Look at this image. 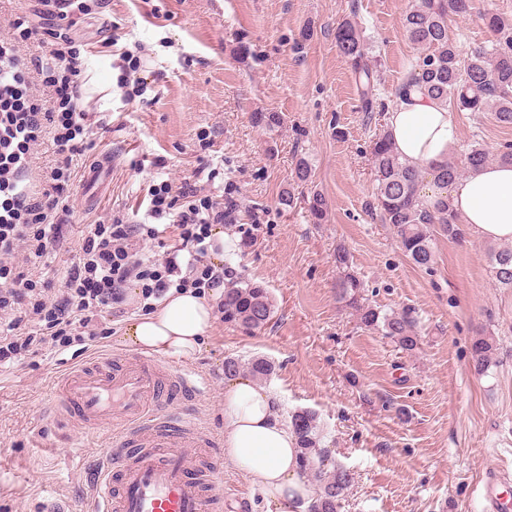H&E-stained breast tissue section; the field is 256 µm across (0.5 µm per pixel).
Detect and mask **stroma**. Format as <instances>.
<instances>
[{"label": "stroma", "instance_id": "1", "mask_svg": "<svg viewBox=\"0 0 512 512\" xmlns=\"http://www.w3.org/2000/svg\"><path fill=\"white\" fill-rule=\"evenodd\" d=\"M73 18L85 61L83 106L92 151L74 158V217L60 250L40 272L62 289L81 232L111 214L135 216L149 186L193 177L201 162L234 181L242 223L232 249L246 279L269 289L275 310L254 334L216 318L202 349L180 366L208 384L190 406L195 422L224 436V360L264 356L276 365L265 386L283 416L318 413L324 445L355 482L342 512H484L482 486L494 470L512 471V288L496 282L490 243L465 234L434 236L435 264L426 271L404 255L391 225L372 215L375 183L369 142L386 115L362 112L354 76L333 30L349 18L364 32L392 103L414 49L401 25L411 0H89ZM512 24V0H475L467 15L448 18L461 53L491 35L482 15ZM313 33L303 52L292 46ZM141 59V96L120 87L119 56ZM279 112L283 126L255 127L252 113ZM461 161L471 145L496 152L512 127L492 113L456 115ZM110 158L104 192L84 203L89 166ZM308 160L313 189L329 219L310 223L292 180L296 158ZM295 201L286 207L283 194ZM345 247L367 301L381 310H411L420 344L399 350L380 332L361 328L337 303L336 247ZM496 342L486 373L471 365V343ZM74 350L48 352L0 370V512H94L99 448L70 454L53 420L54 378ZM405 416H398V409ZM223 512H268L261 492L233 465L217 478Z\"/></svg>", "mask_w": 512, "mask_h": 512}]
</instances>
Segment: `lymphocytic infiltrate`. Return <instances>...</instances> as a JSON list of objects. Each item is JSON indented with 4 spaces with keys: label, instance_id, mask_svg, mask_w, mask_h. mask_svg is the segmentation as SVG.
Returning a JSON list of instances; mask_svg holds the SVG:
<instances>
[{
    "label": "lymphocytic infiltrate",
    "instance_id": "1",
    "mask_svg": "<svg viewBox=\"0 0 512 512\" xmlns=\"http://www.w3.org/2000/svg\"><path fill=\"white\" fill-rule=\"evenodd\" d=\"M89 10L87 0H33L29 14L12 22V38H0V368L88 346L103 310L123 304L128 288H138L150 311L171 290L202 295L224 282L223 267L209 257L212 231L227 224L238 201L203 194L188 179L174 190L149 189V223L116 213L110 223L87 225L61 296L51 297L50 281L31 270L61 248L60 228L73 214L68 162L52 168L47 190L32 192L35 150L47 137L65 155L90 147L80 104L84 61L71 35L73 16ZM30 40L44 48V60L21 53ZM163 218L175 245L156 226Z\"/></svg>",
    "mask_w": 512,
    "mask_h": 512
}]
</instances>
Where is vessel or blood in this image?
<instances>
[{
	"label": "vessel or blood",
	"mask_w": 512,
	"mask_h": 512,
	"mask_svg": "<svg viewBox=\"0 0 512 512\" xmlns=\"http://www.w3.org/2000/svg\"><path fill=\"white\" fill-rule=\"evenodd\" d=\"M109 165L85 176L87 202H95ZM202 380L176 365L139 353H100L59 375L54 383L61 423L92 442L120 415L123 429L102 451L96 474L95 512H221L216 478L222 458L208 454L186 462L191 448L208 449L214 435L182 412Z\"/></svg>",
	"instance_id": "b4317fda"
}]
</instances>
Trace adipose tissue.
I'll return each mask as SVG.
<instances>
[{"label":"adipose tissue","instance_id":"ef3b65f1","mask_svg":"<svg viewBox=\"0 0 512 512\" xmlns=\"http://www.w3.org/2000/svg\"><path fill=\"white\" fill-rule=\"evenodd\" d=\"M388 131L401 158L419 166L446 161L457 140L453 112L417 91L397 97ZM462 223L482 240L512 241V166L490 164L448 187ZM214 320V306L193 291L172 292L128 322L124 340L142 352L191 359ZM297 439L271 391L246 375L224 387V456L264 494L274 512H307L312 491L302 476Z\"/></svg>","mask_w":512,"mask_h":512}]
</instances>
